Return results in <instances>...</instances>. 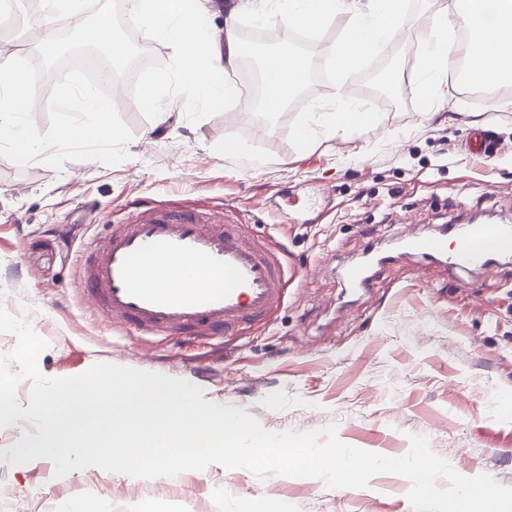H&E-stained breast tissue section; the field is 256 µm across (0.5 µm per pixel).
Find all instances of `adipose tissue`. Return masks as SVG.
I'll return each instance as SVG.
<instances>
[{
	"instance_id": "1",
	"label": "adipose tissue",
	"mask_w": 512,
	"mask_h": 512,
	"mask_svg": "<svg viewBox=\"0 0 512 512\" xmlns=\"http://www.w3.org/2000/svg\"><path fill=\"white\" fill-rule=\"evenodd\" d=\"M429 19L435 40L423 56L421 81L437 88L451 62L455 27L448 18L447 0H435ZM488 0H464V22L473 39L466 58L479 82L497 84L512 80V0H497L495 14L487 12ZM129 18L145 27L149 36L164 38L175 48L174 65L189 95L209 105L223 106L236 96L230 78L241 53L238 23L247 12H257L256 0H235L224 10V34H209L211 9L201 0H129ZM13 55L0 48V140L8 141L17 159L40 153L31 129L33 116L17 91L19 70Z\"/></svg>"
}]
</instances>
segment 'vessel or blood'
<instances>
[{
  "mask_svg": "<svg viewBox=\"0 0 512 512\" xmlns=\"http://www.w3.org/2000/svg\"><path fill=\"white\" fill-rule=\"evenodd\" d=\"M408 248L485 267L512 250V225H468L453 249L444 235ZM285 260L223 213L141 202L84 251L80 273L87 302L109 324L139 336L209 337L260 323L283 304Z\"/></svg>",
  "mask_w": 512,
  "mask_h": 512,
  "instance_id": "1",
  "label": "vessel or blood"
}]
</instances>
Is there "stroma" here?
Here are the masks:
<instances>
[{"label": "stroma", "mask_w": 512, "mask_h": 512, "mask_svg": "<svg viewBox=\"0 0 512 512\" xmlns=\"http://www.w3.org/2000/svg\"><path fill=\"white\" fill-rule=\"evenodd\" d=\"M428 36L410 19L383 50L403 54L401 104L349 79L346 95L378 105L379 123L319 134L301 151L290 141L298 107L270 125L240 101L193 123L177 96L162 124L123 112L133 137L119 164L57 171L0 156V307L47 341L41 374L73 377L99 363L162 372L272 432L333 424L342 443L394 458L423 436L460 474L512 487V256L462 271L402 248L474 216L512 218V84L485 87L452 67L423 96ZM228 134L242 153H224ZM134 200L249 211L250 234L282 246L296 271L285 303L267 322L194 343L91 315L79 252ZM368 253L390 261L368 292L345 294V266ZM0 484L14 493L10 512H92L100 500L111 512H414L411 483L396 474L348 490L244 468L172 482L98 467L59 477L38 459L0 462Z\"/></svg>", "instance_id": "obj_1"}]
</instances>
